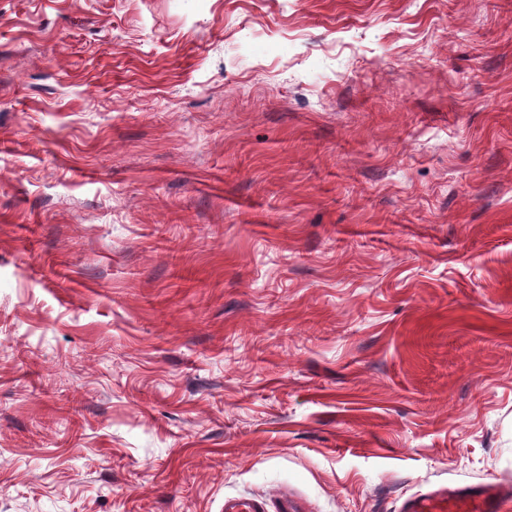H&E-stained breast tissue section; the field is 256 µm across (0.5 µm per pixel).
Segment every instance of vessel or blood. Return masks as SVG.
Listing matches in <instances>:
<instances>
[{"instance_id": "obj_1", "label": "vessel or blood", "mask_w": 512, "mask_h": 512, "mask_svg": "<svg viewBox=\"0 0 512 512\" xmlns=\"http://www.w3.org/2000/svg\"><path fill=\"white\" fill-rule=\"evenodd\" d=\"M506 502V496L490 485L440 487L410 496L401 512H502ZM224 512H301V508L284 495L272 502L264 497H228Z\"/></svg>"}]
</instances>
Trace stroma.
Wrapping results in <instances>:
<instances>
[{
  "label": "stroma",
  "mask_w": 512,
  "mask_h": 512,
  "mask_svg": "<svg viewBox=\"0 0 512 512\" xmlns=\"http://www.w3.org/2000/svg\"><path fill=\"white\" fill-rule=\"evenodd\" d=\"M512 493V0H0V512Z\"/></svg>",
  "instance_id": "1"
}]
</instances>
